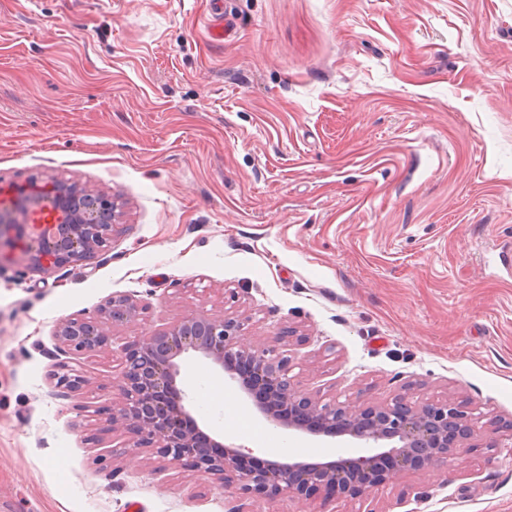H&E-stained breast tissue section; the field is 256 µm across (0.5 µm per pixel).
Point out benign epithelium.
Listing matches in <instances>:
<instances>
[{"mask_svg": "<svg viewBox=\"0 0 512 512\" xmlns=\"http://www.w3.org/2000/svg\"><path fill=\"white\" fill-rule=\"evenodd\" d=\"M47 191V203L26 199L21 207L0 206V262L6 252L21 251L32 269L48 271L81 265L105 253L112 238V200L75 185L59 184ZM143 307L127 296L110 297L94 313L60 322L55 340L62 354H89L107 343L105 324L120 327L138 318ZM248 322L237 316L199 312L149 336L121 344L120 384L112 426L122 428L136 446L156 450L164 460L182 463L239 486L246 494L270 502L281 494L307 498L329 496L341 489L350 496H369L395 476L421 469H448L460 448H499L511 434L489 429L484 414L452 398L415 401L405 387L383 402L358 398L328 402L300 389L291 375L294 330L281 331L261 343L245 340ZM198 353L224 373V381L251 398L250 380L239 371L247 363L265 381L268 397L252 402L269 423L284 430L326 436L348 435L368 453L327 462L288 455L251 470L241 446L223 443L202 431L186 408L178 359ZM55 385L71 392L82 389L84 377L59 360Z\"/></svg>", "mask_w": 512, "mask_h": 512, "instance_id": "obj_1", "label": "benign epithelium"}]
</instances>
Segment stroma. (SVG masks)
<instances>
[{"instance_id": "obj_1", "label": "stroma", "mask_w": 512, "mask_h": 512, "mask_svg": "<svg viewBox=\"0 0 512 512\" xmlns=\"http://www.w3.org/2000/svg\"><path fill=\"white\" fill-rule=\"evenodd\" d=\"M32 180L110 194L117 226L87 265L0 264V512H512V446L271 503L111 422L116 345L207 311L295 328L324 401L407 386L512 423V0H0V186ZM114 295L146 313L63 392L56 325ZM220 375L183 362L211 437L363 455L224 408Z\"/></svg>"}]
</instances>
